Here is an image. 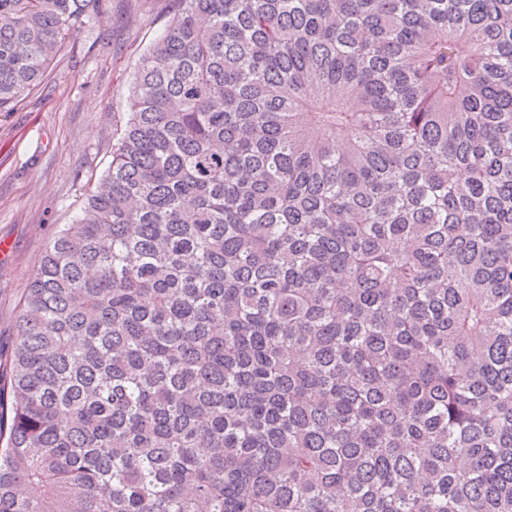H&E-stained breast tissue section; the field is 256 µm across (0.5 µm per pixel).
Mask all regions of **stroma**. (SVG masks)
<instances>
[{"instance_id":"1","label":"stroma","mask_w":512,"mask_h":512,"mask_svg":"<svg viewBox=\"0 0 512 512\" xmlns=\"http://www.w3.org/2000/svg\"><path fill=\"white\" fill-rule=\"evenodd\" d=\"M108 21L86 18L50 75L16 111L0 115V345L15 338L17 303L48 240L82 208L112 155L140 55L175 0H108Z\"/></svg>"}]
</instances>
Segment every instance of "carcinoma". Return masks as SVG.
<instances>
[{"instance_id": "carcinoma-1", "label": "carcinoma", "mask_w": 512, "mask_h": 512, "mask_svg": "<svg viewBox=\"0 0 512 512\" xmlns=\"http://www.w3.org/2000/svg\"><path fill=\"white\" fill-rule=\"evenodd\" d=\"M0 352V512H512V0H176ZM102 0H0V113Z\"/></svg>"}]
</instances>
